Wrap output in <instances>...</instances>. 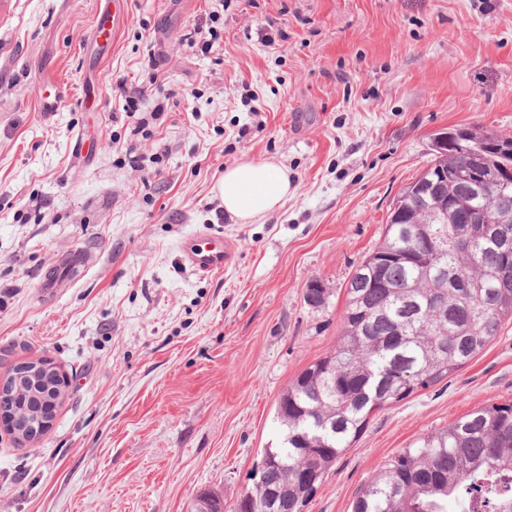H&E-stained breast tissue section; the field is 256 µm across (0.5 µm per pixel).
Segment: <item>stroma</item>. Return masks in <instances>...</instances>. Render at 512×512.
Instances as JSON below:
<instances>
[{"instance_id":"stroma-1","label":"stroma","mask_w":512,"mask_h":512,"mask_svg":"<svg viewBox=\"0 0 512 512\" xmlns=\"http://www.w3.org/2000/svg\"><path fill=\"white\" fill-rule=\"evenodd\" d=\"M104 6L0 0V378L46 357L70 384L38 441L15 444L0 424V512H189L204 489L230 510L278 444L281 394L334 349L346 284L435 134L512 136V0H122L106 42ZM212 26L219 47L191 48ZM44 70L70 88L49 118ZM129 96L145 114L165 103L149 136L132 133ZM83 131L95 154L79 165ZM266 158L296 192L235 223L213 188L225 167ZM204 227L236 254L201 276L178 246ZM67 258L77 276L40 295ZM315 280L317 309L304 301ZM506 402L512 322L448 379L373 414L305 512H351L390 456Z\"/></svg>"}]
</instances>
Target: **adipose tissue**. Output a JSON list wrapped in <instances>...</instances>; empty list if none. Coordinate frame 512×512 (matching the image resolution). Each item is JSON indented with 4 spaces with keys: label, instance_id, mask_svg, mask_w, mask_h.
Returning a JSON list of instances; mask_svg holds the SVG:
<instances>
[{
    "label": "adipose tissue",
    "instance_id": "ef3b65f1",
    "mask_svg": "<svg viewBox=\"0 0 512 512\" xmlns=\"http://www.w3.org/2000/svg\"><path fill=\"white\" fill-rule=\"evenodd\" d=\"M294 192L287 168L272 159L240 161L225 169L218 184L225 213L241 224L278 211Z\"/></svg>",
    "mask_w": 512,
    "mask_h": 512
}]
</instances>
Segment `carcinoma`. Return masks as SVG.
<instances>
[{
    "label": "carcinoma",
    "mask_w": 512,
    "mask_h": 512,
    "mask_svg": "<svg viewBox=\"0 0 512 512\" xmlns=\"http://www.w3.org/2000/svg\"><path fill=\"white\" fill-rule=\"evenodd\" d=\"M460 145L435 151L432 171L459 208L445 223L402 189L400 220L387 222L381 244L356 267L336 348L305 368L280 396V445L267 448V467L249 491L265 489L304 512L318 487L364 432L371 416L434 386L466 365L512 321V257L483 243L469 252L459 237L482 233L512 248V223L463 224L466 210L497 207L500 156L497 132L472 126ZM492 191L469 192L461 173L477 157ZM438 241V252L427 236ZM512 512V403L490 404L422 436L392 455L364 485L351 512Z\"/></svg>",
    "instance_id": "1"
}]
</instances>
